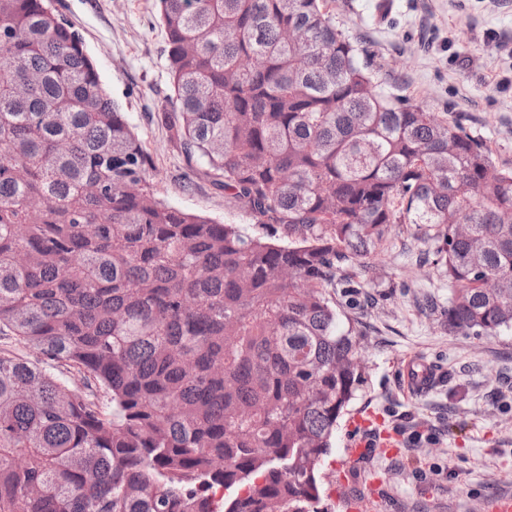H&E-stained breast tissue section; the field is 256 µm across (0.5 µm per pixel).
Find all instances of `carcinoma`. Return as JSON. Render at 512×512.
<instances>
[{"instance_id":"obj_1","label":"carcinoma","mask_w":512,"mask_h":512,"mask_svg":"<svg viewBox=\"0 0 512 512\" xmlns=\"http://www.w3.org/2000/svg\"><path fill=\"white\" fill-rule=\"evenodd\" d=\"M160 24L155 119L288 241L160 199L78 32L0 0V334L39 354L0 352V512H319L364 380L342 270L399 224L436 243L448 332L512 328V169L461 119L378 94L323 0Z\"/></svg>"}]
</instances>
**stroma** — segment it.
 <instances>
[{
  "label": "stroma",
  "instance_id": "35a3bbf8",
  "mask_svg": "<svg viewBox=\"0 0 512 512\" xmlns=\"http://www.w3.org/2000/svg\"><path fill=\"white\" fill-rule=\"evenodd\" d=\"M82 38L113 100L152 157V184L171 206L234 224L250 234L262 225L212 184L189 174L183 154L152 114L169 92L158 0H56ZM337 29L359 49L375 89L440 117L464 113L486 141L495 165L512 168V0H326ZM434 243L398 232L364 276L368 304L340 312L361 330L365 382L350 402L321 462V505L348 512H489L512 495V330L496 336L448 333L440 311L446 278L420 255ZM420 361L442 380L407 391L405 365ZM381 422L352 428L357 413ZM394 444L379 446L380 432ZM365 440V454L351 453Z\"/></svg>",
  "mask_w": 512,
  "mask_h": 512
}]
</instances>
